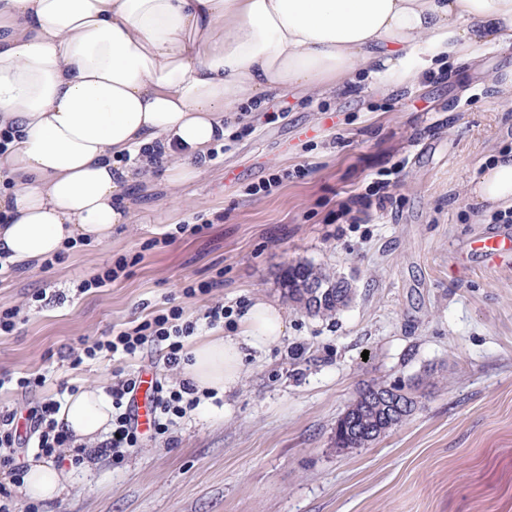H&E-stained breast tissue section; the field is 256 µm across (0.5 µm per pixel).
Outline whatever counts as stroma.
I'll return each instance as SVG.
<instances>
[{"instance_id":"stroma-1","label":"stroma","mask_w":512,"mask_h":512,"mask_svg":"<svg viewBox=\"0 0 512 512\" xmlns=\"http://www.w3.org/2000/svg\"><path fill=\"white\" fill-rule=\"evenodd\" d=\"M509 69L512 44H493L412 91L266 99L190 180L127 187L139 223L51 268L0 271V307L21 309L0 336V374L77 387L111 386L118 370L179 382L156 346L79 366L66 354L170 304L199 314L187 281L223 273L215 295L230 311L189 344L234 334L261 296L283 301L288 319L278 346L246 359L236 390L203 398L169 437L142 433L89 468L63 461L67 492L39 512H512V262L476 249L512 223L468 194L482 161L512 151V106L486 81ZM275 174L284 181L272 193L249 194ZM383 174L392 205L352 219L351 199ZM199 214L207 229L168 240ZM135 253L111 285L77 294L81 279ZM298 262L350 281L349 304L319 317L286 302L283 274ZM44 290L63 302L35 301ZM398 379L420 385L413 415L369 447L337 448L359 390Z\"/></svg>"}]
</instances>
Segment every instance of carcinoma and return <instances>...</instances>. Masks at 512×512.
I'll list each match as a JSON object with an SVG mask.
<instances>
[{
	"label": "carcinoma",
	"mask_w": 512,
	"mask_h": 512,
	"mask_svg": "<svg viewBox=\"0 0 512 512\" xmlns=\"http://www.w3.org/2000/svg\"><path fill=\"white\" fill-rule=\"evenodd\" d=\"M319 279L333 288H343L347 296L334 294L324 297L317 305L306 307L300 297V289H289V299L301 309L312 315L331 316L348 305L352 285L343 278H337L311 264H291L286 269L283 281L296 283L302 279ZM388 383L375 382L366 385L358 392V398L348 406L343 416L336 424L335 443L338 448H362L375 443L381 436L392 429L388 421V412L379 402L372 400V396L384 392Z\"/></svg>",
	"instance_id": "obj_1"
}]
</instances>
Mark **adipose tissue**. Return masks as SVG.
<instances>
[{"label": "adipose tissue", "instance_id": "1", "mask_svg": "<svg viewBox=\"0 0 512 512\" xmlns=\"http://www.w3.org/2000/svg\"><path fill=\"white\" fill-rule=\"evenodd\" d=\"M512 43V0H0V261L30 266L71 241L104 243L136 216L124 185L151 174L161 146L173 186L206 164L253 100L296 89L350 96L370 81L412 89L433 63L467 65ZM470 193L512 208V152L485 164ZM283 309L263 298L232 336L192 348L182 375L230 393L247 351L277 345ZM75 442L110 430L100 384L67 398ZM64 469L30 466L20 491L60 496Z\"/></svg>", "mask_w": 512, "mask_h": 512}]
</instances>
